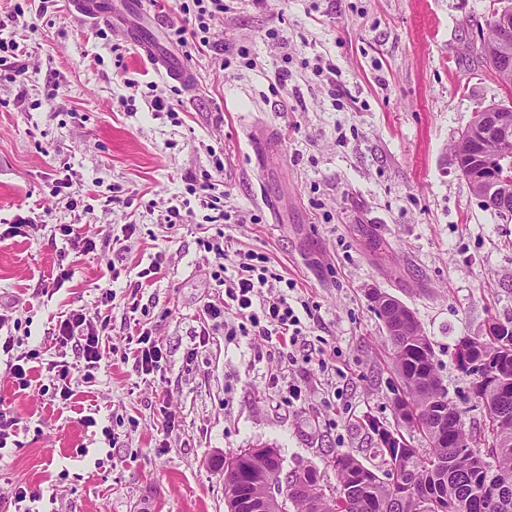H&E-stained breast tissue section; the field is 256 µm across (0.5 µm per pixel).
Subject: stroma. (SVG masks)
Here are the masks:
<instances>
[{
	"mask_svg": "<svg viewBox=\"0 0 512 512\" xmlns=\"http://www.w3.org/2000/svg\"><path fill=\"white\" fill-rule=\"evenodd\" d=\"M226 4L209 45L187 53L167 36L183 23L178 5L148 0L160 50L196 79L188 94L67 0H0V38L25 47L0 67V345L14 341L0 349V410L19 421L0 449V512H226L224 458L264 445L285 471L313 467L330 486L338 453L376 464L372 428H396L402 393L377 291L412 311L449 398L483 434L456 344L512 320V215L484 206L453 146L506 96L480 52L501 0ZM158 97L168 108L153 107ZM254 126L275 134L261 165ZM208 181L229 214L222 260L203 246ZM172 207L185 225L167 228ZM22 220L32 231L8 236ZM60 224L93 235L96 250L75 257ZM240 249L268 257L294 284L290 304L308 308L296 362L225 337L209 313L224 303L212 273L234 275ZM157 258L159 273L142 277ZM61 264L70 281L44 287ZM80 309L110 317L89 382L75 348L52 337ZM142 327L163 349L151 375L127 343ZM32 349L22 390L7 366ZM60 361L72 366L66 401L50 369ZM164 401L180 420L169 434Z\"/></svg>",
	"mask_w": 512,
	"mask_h": 512,
	"instance_id": "obj_1",
	"label": "stroma"
}]
</instances>
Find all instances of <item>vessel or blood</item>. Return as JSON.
I'll return each mask as SVG.
<instances>
[{"instance_id":"b4317fda","label":"vessel or blood","mask_w":512,"mask_h":512,"mask_svg":"<svg viewBox=\"0 0 512 512\" xmlns=\"http://www.w3.org/2000/svg\"><path fill=\"white\" fill-rule=\"evenodd\" d=\"M69 6L73 13L87 21L111 22L113 29L119 31L141 56L154 61L162 75L184 86L186 90L195 89L196 84L190 72L172 59L159 54L152 39L139 26L128 23L123 10L113 7L110 0H69Z\"/></svg>"}]
</instances>
